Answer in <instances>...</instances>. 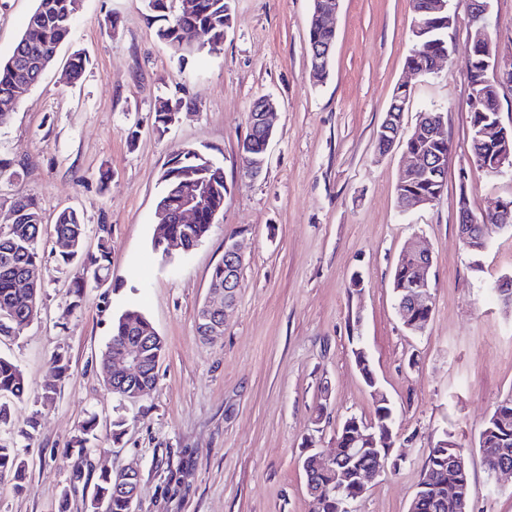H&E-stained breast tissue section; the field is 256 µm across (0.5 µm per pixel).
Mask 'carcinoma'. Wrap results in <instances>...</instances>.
<instances>
[{
    "label": "carcinoma",
    "instance_id": "cac0c4a2",
    "mask_svg": "<svg viewBox=\"0 0 512 512\" xmlns=\"http://www.w3.org/2000/svg\"><path fill=\"white\" fill-rule=\"evenodd\" d=\"M147 7L153 18L161 22L158 38L176 53L206 51L217 53L223 50L224 38L231 21V0H147ZM78 0H37V5L28 19V28L38 29V38L32 40L23 34L16 42L11 55L0 62V121L8 116L17 96L30 90L41 79L53 63L58 48L68 39ZM432 32L416 51L409 53L405 65L426 75L434 72L436 58L441 50L448 48V27L443 23L427 20ZM194 29L201 37L195 47L182 44V33ZM336 41V31L321 20L318 8H313L308 21V46H327ZM476 57L469 55V110L476 119L484 112L499 111L501 87L485 80L475 64ZM86 59L76 51L68 65V77L80 79L85 71ZM176 109L167 102H160L156 108L158 129L165 130L173 121ZM186 179H202L208 185L197 223L180 224L178 216L182 207V185ZM163 186L158 205L166 210L170 224L164 235L182 242L186 250L196 247L208 234L212 217L224 213V169L210 159H201L186 152L176 165L161 171ZM14 223L8 230L0 232V335L17 334L27 327L38 315L41 285L30 288L19 287L29 268L37 266L41 256L38 243L43 233L42 213L37 202L31 198H17L12 203ZM55 235L67 239L76 248L61 254L62 263L74 261L82 268V276L70 293L69 307L81 305L85 288L95 281L107 279L111 245L106 236L99 238L97 251L89 253L84 249L85 225L80 214L73 208L62 210L55 224ZM414 275L412 261L402 256L394 267L392 284L408 281ZM133 345L141 354L139 374L135 378L114 379L107 388L120 401L136 404L140 401L141 389H153L156 382V368L165 354V341L145 315L136 307H129L117 315L112 322V336L101 352V364H106L112 349ZM26 393L23 371L13 360L0 357V429L14 425L11 400H20ZM98 423L91 416L83 421L71 441V462L68 489L64 490L58 512H69L72 491L87 488L89 481V457L94 452L91 446ZM481 448H497L499 463L512 466V394L505 397L494 408L484 422L478 437ZM441 449H428L420 483L430 482L431 489L424 497L413 494L408 512H451L450 506L461 490L470 489V474L461 475L459 481L440 478ZM306 483L322 488L319 496L311 498V512H336V474H323L316 470L314 455L303 461ZM28 463L16 448L0 444V480L9 479L15 487H22L26 479ZM121 475L110 472L100 473L93 483L90 494L108 504V512H127L125 493L118 488Z\"/></svg>",
    "mask_w": 512,
    "mask_h": 512
}]
</instances>
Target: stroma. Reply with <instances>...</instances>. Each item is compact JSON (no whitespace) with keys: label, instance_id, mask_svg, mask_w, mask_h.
I'll return each mask as SVG.
<instances>
[{"label":"stroma","instance_id":"stroma-1","mask_svg":"<svg viewBox=\"0 0 512 512\" xmlns=\"http://www.w3.org/2000/svg\"><path fill=\"white\" fill-rule=\"evenodd\" d=\"M35 6L0 0V60ZM312 6L232 0L223 51L181 56L157 39L144 0H80L55 63L0 123V159L12 168L0 175V230L19 197L34 199L44 222L38 316L19 335L0 336V356L16 361L27 382L14 405L17 428L0 440L28 462L22 488L0 483V512H58L69 484L66 452L91 415L95 470L139 468L135 512H311L308 449L334 448L346 415L374 416L354 360L357 334L397 411L396 446L406 455L369 485L357 512H408L428 450L446 432L466 453L470 512H512V475L491 482L478 448L484 421L512 394V307L492 291L512 276V231H493L477 257L458 234L460 194L477 215L488 200L512 197V173L494 176L466 160L470 0H448L452 54L430 75L404 65L411 0H340L330 76L319 87L309 77ZM76 50L86 66L73 82L66 70ZM402 85L403 129L434 110L452 145L441 197L408 212L395 200L403 149L382 154L376 141ZM262 95L279 107L264 172L253 179L241 143ZM162 100L178 115L161 131ZM183 145L223 167L224 214L195 249L166 261L152 247L159 175ZM67 206L83 218L86 250L96 251L104 227L112 248L107 281L76 309L68 293L79 270L60 265L53 233ZM230 236L244 257L241 286L223 338L206 342L197 314ZM411 240L434 260V311L416 335L402 327L392 288ZM356 272L364 278L359 296L349 290ZM132 305L167 350L155 388L131 407L105 387L99 356L114 316ZM58 352L69 370L56 380ZM50 383L56 392L46 400ZM119 415L127 424L115 440L110 423ZM32 417L38 427L27 439L19 430Z\"/></svg>","mask_w":512,"mask_h":512}]
</instances>
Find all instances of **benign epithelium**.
Wrapping results in <instances>:
<instances>
[{"instance_id": "benign-epithelium-1", "label": "benign epithelium", "mask_w": 512, "mask_h": 512, "mask_svg": "<svg viewBox=\"0 0 512 512\" xmlns=\"http://www.w3.org/2000/svg\"><path fill=\"white\" fill-rule=\"evenodd\" d=\"M489 11L488 0H473L471 2L470 22L475 28V36L471 42L474 54L478 58L483 74L490 76L497 83L512 84V58L505 59L499 56L498 51L491 50L494 39L489 30L487 15ZM422 14H432L438 18L448 20V25H453V17L448 13V0H428L427 8L420 10ZM276 110L275 100L269 96H262L260 103L253 108V127L262 132V145L260 150H255L250 140H245L241 145L243 167L252 177L259 176L266 165L267 153L273 136L272 116ZM384 145L393 148L397 143H404L399 135V115H394L382 128ZM410 139L415 141H433L437 143L447 142V135L443 129L442 113L436 112L426 120H418L412 130ZM501 140H508V130L501 123L490 125L486 121L478 120L473 124L472 152L469 161L482 165L485 168L503 172L512 171V152L500 151L494 148V144ZM407 163L400 172V178L412 174L423 178L432 187L429 194L407 195L398 193V208L406 211L413 207L432 205L443 193L445 183L441 177L448 169L450 154L438 152L434 155H426L420 151L405 150ZM202 186L189 181L184 186V205L179 216V223L194 224L198 216V204L201 200ZM460 225L459 231L467 248L476 256L481 255L487 249V235L474 236L470 232V204L466 194L460 197ZM483 214L494 218L495 228L512 229V198H498L488 202ZM402 254L415 260L416 275L403 281L395 289L398 306L402 308L401 315L404 318V326L413 332L421 333L427 327L433 313V296L431 293V269L433 259L430 252L421 248L414 241H409L402 249ZM243 265V257L237 242L233 237L224 241V286L212 288V293L220 297V301L209 302L203 306L201 319L206 322L208 332L216 333L221 329L220 318L226 307L232 302L231 294L240 286V271ZM139 369V354L135 349L125 348L113 355L110 373L115 375L134 374ZM374 400L378 403H390L386 393L378 384L373 371L363 373ZM340 438L336 439V448L332 454L323 458L316 455L317 470L329 472L333 465L340 466L336 470V512H352L355 498L348 495L345 486L350 485L356 489L367 487L368 483L376 480L386 473V464L381 462V457L395 456V463L403 460V453H394V440L391 430H385L374 421H366L355 415L344 419L341 427L336 431ZM362 449H367L372 456L379 461L377 465L366 468H353L343 466V460H352ZM126 476L132 483L122 486L127 498L128 507H133L138 496L139 471L136 468L126 469Z\"/></svg>"}]
</instances>
